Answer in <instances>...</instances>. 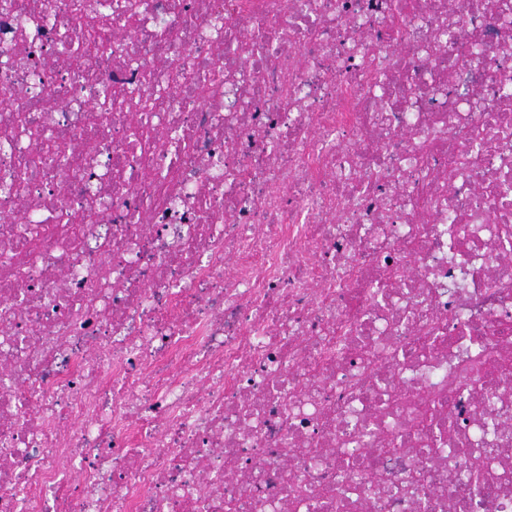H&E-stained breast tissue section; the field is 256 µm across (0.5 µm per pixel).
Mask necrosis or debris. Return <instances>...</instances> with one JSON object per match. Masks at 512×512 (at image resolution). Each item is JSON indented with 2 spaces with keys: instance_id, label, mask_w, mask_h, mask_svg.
<instances>
[{
  "instance_id": "4bbe7bcc",
  "label": "necrosis or debris",
  "mask_w": 512,
  "mask_h": 512,
  "mask_svg": "<svg viewBox=\"0 0 512 512\" xmlns=\"http://www.w3.org/2000/svg\"><path fill=\"white\" fill-rule=\"evenodd\" d=\"M74 2L0 9V183L75 155L0 191V512H512V0H107L93 79Z\"/></svg>"
}]
</instances>
